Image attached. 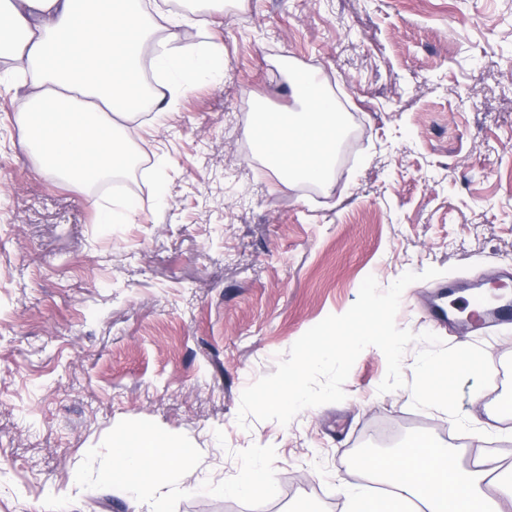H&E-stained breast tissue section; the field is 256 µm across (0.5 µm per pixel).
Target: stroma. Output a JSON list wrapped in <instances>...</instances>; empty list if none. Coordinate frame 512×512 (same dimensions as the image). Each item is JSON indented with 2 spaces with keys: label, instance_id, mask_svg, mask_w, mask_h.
<instances>
[{
  "label": "stroma",
  "instance_id": "obj_1",
  "mask_svg": "<svg viewBox=\"0 0 512 512\" xmlns=\"http://www.w3.org/2000/svg\"><path fill=\"white\" fill-rule=\"evenodd\" d=\"M205 25L177 47L223 46L162 120L141 118V175L83 187L43 172L21 145L31 89L0 59V512H347L357 460L425 436L467 465L492 444L512 464V327L481 336L466 299L512 272V0H199ZM317 72L346 134L328 182L283 184L251 129L298 103L290 67ZM136 206L101 224V207ZM403 292L399 328L481 346L492 381L462 386L465 443L409 388L379 392L367 347L345 400L288 425L248 417L241 393L366 276ZM152 426L192 478L119 498L97 484L113 437ZM276 497L226 493L254 449Z\"/></svg>",
  "mask_w": 512,
  "mask_h": 512
}]
</instances>
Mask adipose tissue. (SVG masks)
I'll list each match as a JSON object with an SVG mask.
<instances>
[{"label": "adipose tissue", "instance_id": "adipose-tissue-1", "mask_svg": "<svg viewBox=\"0 0 512 512\" xmlns=\"http://www.w3.org/2000/svg\"><path fill=\"white\" fill-rule=\"evenodd\" d=\"M194 11L151 15L145 0H0V57L18 64L32 87L18 122L22 145L41 169L65 182L93 186L126 168L133 122L143 108L145 67L193 75L216 69L220 46L179 50L180 27H197ZM289 82L301 111L262 114L259 151L282 180L325 182L344 135L341 111L316 75L297 71ZM454 450L422 437L390 455H365L360 466L384 493L360 491L352 512H405L416 501L425 512H512V478L493 473L494 459L459 469ZM190 471L152 430L131 429L112 445V465L100 471L113 493H146L158 482L183 483Z\"/></svg>", "mask_w": 512, "mask_h": 512}]
</instances>
